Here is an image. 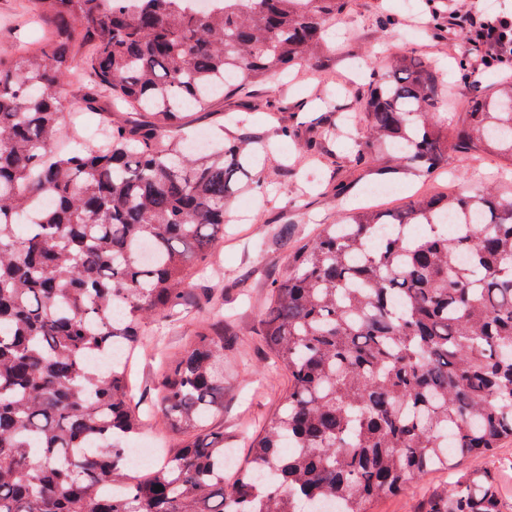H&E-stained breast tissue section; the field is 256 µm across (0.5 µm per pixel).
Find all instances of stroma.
Here are the masks:
<instances>
[{"instance_id": "1", "label": "stroma", "mask_w": 512, "mask_h": 512, "mask_svg": "<svg viewBox=\"0 0 512 512\" xmlns=\"http://www.w3.org/2000/svg\"><path fill=\"white\" fill-rule=\"evenodd\" d=\"M20 37L34 46L40 41L39 33L22 21L21 0H0V49ZM459 51V42L417 29L405 0H351L328 32L319 64L301 66L287 83L274 88L250 84L244 92L215 102L210 111L188 117L193 132H206L213 139L221 134L248 135L273 144L228 198L224 241L199 280L201 287L223 289L224 303L208 319L223 322L234 334L224 363V413L212 425L223 429L224 445L233 449L237 461L248 458V435L262 431L288 392L286 374H264L269 352L255 333L270 297L267 281L288 274L287 249L270 245L271 231L287 226L289 246L300 245L314 236L319 225L335 223L352 198L382 181L399 189L397 195L382 200L385 208L401 206L413 195L443 189L469 194L494 182L495 170L487 163L479 166L453 159L448 173L424 179L405 169L382 176L363 173L349 161L352 139L370 136L355 92L366 85L373 62L410 52L451 62ZM332 104L352 116L351 138L340 136L327 145L336 155L333 169L310 160L304 148L305 131ZM285 126L296 129V136L282 137ZM255 178L263 180V191L250 189ZM340 185L347 186L348 195H337ZM447 481V474L430 475L413 490L373 501L369 510L418 512L425 493Z\"/></svg>"}]
</instances>
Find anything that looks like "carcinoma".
<instances>
[{
    "mask_svg": "<svg viewBox=\"0 0 512 512\" xmlns=\"http://www.w3.org/2000/svg\"><path fill=\"white\" fill-rule=\"evenodd\" d=\"M31 2L51 37L0 49V512H368L435 472L454 481L421 512H507L491 473L460 468L512 441V200L492 187L367 204L291 253L259 328L288 394L233 482L224 432L208 431L228 332L204 326L161 354L158 411L185 441L133 472L141 325L194 304L191 270L266 149H182L185 113L310 62L349 0ZM448 85L419 55L374 69L352 162L430 177L483 153L512 173V81L475 82L451 129ZM74 108L101 139L58 149ZM342 117L311 130L313 159Z\"/></svg>",
    "mask_w": 512,
    "mask_h": 512,
    "instance_id": "1",
    "label": "carcinoma"
}]
</instances>
